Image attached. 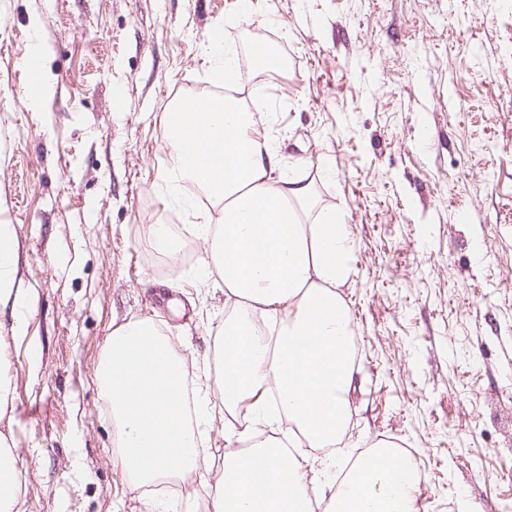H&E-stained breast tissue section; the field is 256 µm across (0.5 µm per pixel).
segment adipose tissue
I'll return each instance as SVG.
<instances>
[{"mask_svg":"<svg viewBox=\"0 0 512 512\" xmlns=\"http://www.w3.org/2000/svg\"><path fill=\"white\" fill-rule=\"evenodd\" d=\"M253 113L234 101L186 113L166 130L170 181H189L220 214L199 225L206 267L217 269L238 317L224 323V375L216 389L236 414L224 425L216 512H416L419 483L411 463L396 467V449L378 443L340 486L316 483L306 449H322L344 432L356 365L354 328L338 293L351 269L352 240L335 216L310 224L309 184L277 173L268 138L254 135ZM17 245L0 229V306L22 314L14 286ZM277 321L274 340L257 339L256 315ZM24 481L0 433V512H14Z\"/></svg>","mask_w":512,"mask_h":512,"instance_id":"obj_1","label":"adipose tissue"}]
</instances>
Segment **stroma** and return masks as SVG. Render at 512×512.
I'll use <instances>...</instances> for the list:
<instances>
[{
	"label": "stroma",
	"instance_id": "1",
	"mask_svg": "<svg viewBox=\"0 0 512 512\" xmlns=\"http://www.w3.org/2000/svg\"><path fill=\"white\" fill-rule=\"evenodd\" d=\"M0 0V227L30 305L0 340L14 390L0 422L25 483L17 512H213L227 413L211 369L227 309L202 270L214 216L167 188L174 104L219 84L210 31L242 65L234 98L309 183L308 221L350 230L339 293L359 339L334 484L396 446L418 512L512 506V0ZM45 93H20L30 41ZM284 66L256 107L253 42ZM470 222H459L457 210ZM183 218L160 270L148 233ZM156 324L207 400L195 477L132 488L96 370L113 329Z\"/></svg>",
	"mask_w": 512,
	"mask_h": 512
}]
</instances>
